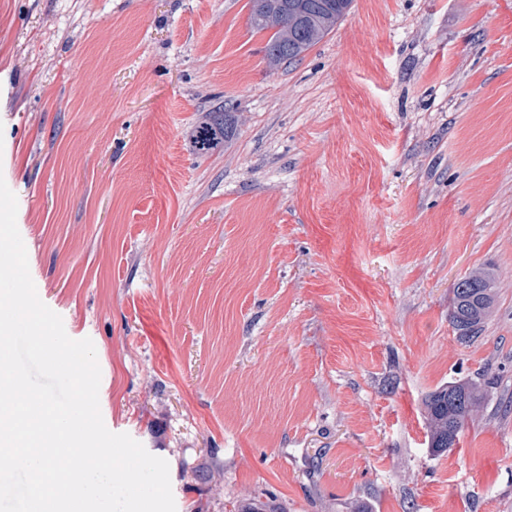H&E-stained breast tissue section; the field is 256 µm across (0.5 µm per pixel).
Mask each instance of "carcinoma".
Masks as SVG:
<instances>
[{
	"instance_id": "obj_1",
	"label": "carcinoma",
	"mask_w": 512,
	"mask_h": 512,
	"mask_svg": "<svg viewBox=\"0 0 512 512\" xmlns=\"http://www.w3.org/2000/svg\"><path fill=\"white\" fill-rule=\"evenodd\" d=\"M353 0H250V24L257 31L270 30L265 53L269 65L295 61L332 33L351 9ZM233 128L227 114L211 113L196 127L193 143L206 153L229 137ZM498 277L491 268L470 273L457 282L449 320L462 343L471 341L490 313L498 295ZM484 388L473 379L445 383L423 398L429 448L444 453L452 444L448 434L455 424L465 425L481 408Z\"/></svg>"
}]
</instances>
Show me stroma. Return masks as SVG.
<instances>
[{"mask_svg": "<svg viewBox=\"0 0 512 512\" xmlns=\"http://www.w3.org/2000/svg\"><path fill=\"white\" fill-rule=\"evenodd\" d=\"M249 13L0 0V177L105 426L167 460L176 512H512V0H354L276 68ZM468 378L432 454L422 400ZM210 113L209 120L197 126L193 133L194 147L200 153H207L216 148L233 131L224 108L223 112L220 107L218 112ZM471 285L478 288H469ZM461 286L467 288H459ZM498 288L497 274L491 268L472 272L457 282L453 288L449 320L460 342L467 343L476 337L496 301ZM484 400V388L473 379L449 381L428 392L423 398V407L429 448L435 453L447 452L452 447L448 442L452 426L460 424L459 434Z\"/></svg>", "mask_w": 512, "mask_h": 512, "instance_id": "35a3bbf8", "label": "stroma"}]
</instances>
